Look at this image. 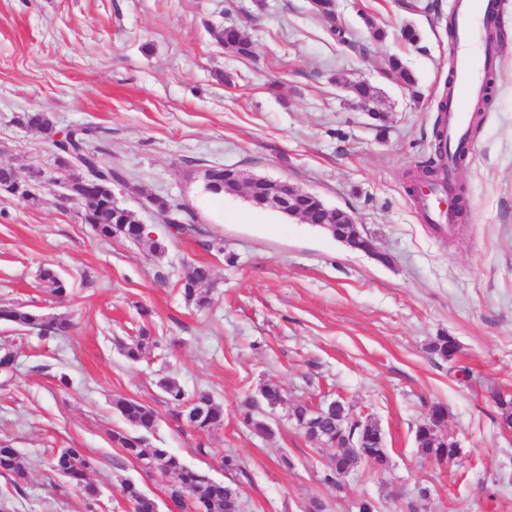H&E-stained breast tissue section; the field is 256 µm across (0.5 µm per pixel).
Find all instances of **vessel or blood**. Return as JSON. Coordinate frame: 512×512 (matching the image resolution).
<instances>
[{"label": "vessel or blood", "mask_w": 512, "mask_h": 512, "mask_svg": "<svg viewBox=\"0 0 512 512\" xmlns=\"http://www.w3.org/2000/svg\"><path fill=\"white\" fill-rule=\"evenodd\" d=\"M496 8L495 0H457L455 14V61L452 91L457 95L480 94L486 74L494 63V51L483 48L473 52L472 46L480 34L479 21L488 17ZM448 139L449 154L468 149L467 138L470 126L466 113L448 109L442 115ZM443 192L428 186L416 196V204L422 218L431 229L439 234L450 235L454 232L456 215L452 209L443 208Z\"/></svg>", "instance_id": "vessel-or-blood-1"}]
</instances>
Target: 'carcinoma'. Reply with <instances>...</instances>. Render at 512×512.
I'll return each instance as SVG.
<instances>
[{
  "mask_svg": "<svg viewBox=\"0 0 512 512\" xmlns=\"http://www.w3.org/2000/svg\"><path fill=\"white\" fill-rule=\"evenodd\" d=\"M217 41L225 49L237 57L248 58L253 55V46L249 37L240 29L225 27L216 32ZM336 81L342 83L355 98L373 100L374 93L370 86L359 81L349 82L338 76ZM23 124L42 131L51 132L53 122L45 112H26L22 117ZM434 155L424 162L422 168L434 175L443 170L447 156V144L443 141L440 128L433 131ZM92 129L79 127L68 132L61 143L51 142L52 147L63 149L72 154L83 164L91 165L100 172V178L87 185H75L76 193L86 195L92 200V208L86 212L96 235L103 241H127L140 244L147 239V234L133 223L131 211H117L112 208L113 185L123 180L121 173L112 167V161L104 158L102 153L92 150L88 141ZM40 279L48 290L58 298L67 296L68 282L51 268L40 271ZM212 287V272L206 265L192 267L181 284L185 299L198 306L207 303V293ZM0 320L14 325L19 330H36L43 335L65 337L70 323L64 318L46 320L45 317L26 305L11 304L0 307ZM450 336L439 335L430 342L429 351L441 360H448V343ZM124 356L136 362L148 349L157 345V340L150 331L142 326L138 334L128 341L119 342ZM159 388L166 395L168 413L175 419L185 418L196 431L209 433L224 424V409L216 404L213 397L204 391L191 396L173 379H162ZM115 409L125 421L141 431L139 435L114 431L112 442L119 445L124 455L143 467L150 463L158 465L168 477L167 494L180 512H240L241 500L237 489L221 482L214 481L205 473L185 465L181 459L167 448H159L147 442L146 434L152 432L158 422L159 414L152 406L134 398H121L114 402ZM446 409L437 404L433 406L431 417L417 426L415 443L422 455L437 462L453 460L458 449H448V455L437 454L435 438L438 422L445 420ZM95 465V459L84 448H63L53 454L50 462L51 470L78 488L85 489L93 496L96 491L86 484V472ZM0 473H12L20 478L25 476L17 450L7 443H0ZM122 497L131 505L133 512H147L148 495L139 484L124 480L120 486Z\"/></svg>",
  "mask_w": 512,
  "mask_h": 512,
  "instance_id": "cac0c4a2",
  "label": "carcinoma"
}]
</instances>
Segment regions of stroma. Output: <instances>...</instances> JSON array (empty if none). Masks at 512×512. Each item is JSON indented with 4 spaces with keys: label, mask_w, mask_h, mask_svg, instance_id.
<instances>
[{
    "label": "stroma",
    "mask_w": 512,
    "mask_h": 512,
    "mask_svg": "<svg viewBox=\"0 0 512 512\" xmlns=\"http://www.w3.org/2000/svg\"><path fill=\"white\" fill-rule=\"evenodd\" d=\"M336 0L329 23L309 0H0V163L19 172L55 169L50 141L22 124L49 113L55 129L92 126L93 141L126 186L117 198L165 246L100 240L57 183L40 204L0 194V305L24 304L70 320L64 338L20 332L0 321V348L17 355L0 386V441L16 448L26 478L0 474L8 512H132L119 491L137 482L163 505L167 476L145 472L113 445L131 432L113 402L157 409L148 436L188 466L237 487L243 512H512V434L499 427L495 395L512 391V0H501L498 64L473 145L456 180L466 211L453 237L433 234L410 186L433 150L437 104L448 90L454 49L443 17L454 0ZM241 28L254 55L239 58L214 29ZM421 34L405 43L404 27ZM384 33L375 39L374 30ZM399 57L417 77L400 85ZM369 82L385 130L336 77ZM231 166L320 196L353 212L389 264L350 251L321 228L257 210L240 196L217 198L203 171ZM185 206L201 232L155 223L146 196ZM205 263L213 285L204 307L186 303L181 283ZM52 265L70 288L51 296L39 278ZM146 327L159 345L130 362L118 343ZM459 344L457 363L428 352L438 335ZM69 385H61V375ZM209 392L224 425L200 435L168 415L157 382ZM283 401L262 413L260 435L243 418L263 385ZM342 398L377 421L390 464L361 461L327 483L335 451L310 441L291 414L299 403ZM456 441L452 462L424 457L416 427L432 405ZM96 458L90 497L51 471L61 448ZM238 468H224L225 457ZM431 489L428 498L419 486Z\"/></svg>",
    "instance_id": "35a3bbf8"
}]
</instances>
